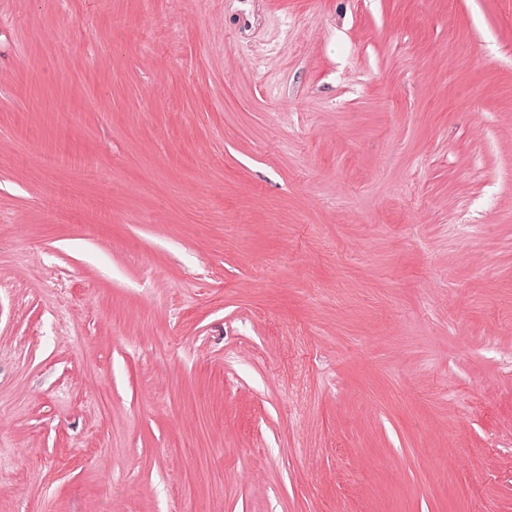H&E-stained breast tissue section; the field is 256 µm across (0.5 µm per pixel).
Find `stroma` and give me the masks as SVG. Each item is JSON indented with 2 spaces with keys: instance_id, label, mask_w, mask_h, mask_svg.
Instances as JSON below:
<instances>
[{
  "instance_id": "obj_1",
  "label": "stroma",
  "mask_w": 512,
  "mask_h": 512,
  "mask_svg": "<svg viewBox=\"0 0 512 512\" xmlns=\"http://www.w3.org/2000/svg\"><path fill=\"white\" fill-rule=\"evenodd\" d=\"M0 512H512V0H0Z\"/></svg>"
}]
</instances>
